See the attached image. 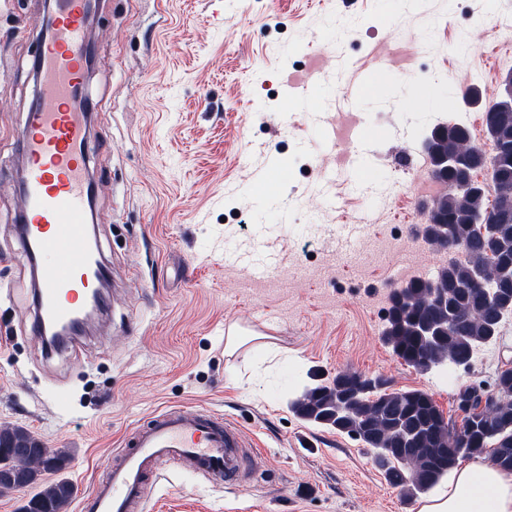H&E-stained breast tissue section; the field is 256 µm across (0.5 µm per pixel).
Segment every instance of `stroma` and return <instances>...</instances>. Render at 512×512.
I'll return each mask as SVG.
<instances>
[{
	"label": "stroma",
	"mask_w": 512,
	"mask_h": 512,
	"mask_svg": "<svg viewBox=\"0 0 512 512\" xmlns=\"http://www.w3.org/2000/svg\"><path fill=\"white\" fill-rule=\"evenodd\" d=\"M42 0H0V428L68 453L87 494L123 435L167 406L205 408L258 448L245 483L172 465L146 512H416L373 452L294 402L336 373L456 393L512 367V314L469 367L428 372L387 344L391 292L450 255L418 233L444 191L434 127L485 140L512 72V0H107L91 33L88 141L95 237L112 279L106 324L46 354L15 231L16 136L35 88ZM386 67L355 110L337 100ZM316 106H284V89ZM251 342L224 351L226 330Z\"/></svg>",
	"instance_id": "1"
}]
</instances>
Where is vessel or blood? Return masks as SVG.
<instances>
[{
	"label": "vessel or blood",
	"mask_w": 512,
	"mask_h": 512,
	"mask_svg": "<svg viewBox=\"0 0 512 512\" xmlns=\"http://www.w3.org/2000/svg\"><path fill=\"white\" fill-rule=\"evenodd\" d=\"M92 0H54L47 32L35 41L38 91L18 132L26 166L19 218L32 262L37 321L77 317L102 267L88 223L91 180L86 150L90 113L81 105L94 49L88 32ZM255 448L222 415L179 408L136 428L108 462V474L79 503V512H144L152 479L187 463L210 479L241 482Z\"/></svg>",
	"instance_id": "1"
}]
</instances>
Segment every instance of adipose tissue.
<instances>
[{
  "label": "adipose tissue",
  "mask_w": 512,
  "mask_h": 512,
  "mask_svg": "<svg viewBox=\"0 0 512 512\" xmlns=\"http://www.w3.org/2000/svg\"><path fill=\"white\" fill-rule=\"evenodd\" d=\"M417 512H512V473L480 459L448 472Z\"/></svg>",
  "instance_id": "obj_1"
}]
</instances>
